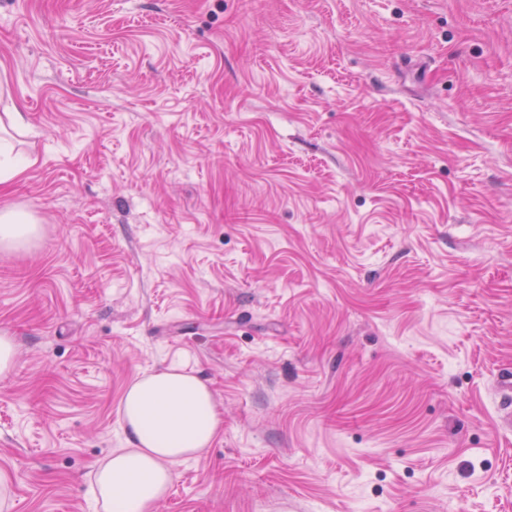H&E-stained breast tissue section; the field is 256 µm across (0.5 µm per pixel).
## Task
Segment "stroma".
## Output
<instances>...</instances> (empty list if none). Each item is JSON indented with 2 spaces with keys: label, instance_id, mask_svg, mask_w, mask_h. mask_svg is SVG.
<instances>
[{
  "label": "stroma",
  "instance_id": "stroma-1",
  "mask_svg": "<svg viewBox=\"0 0 512 512\" xmlns=\"http://www.w3.org/2000/svg\"><path fill=\"white\" fill-rule=\"evenodd\" d=\"M13 110L0 512H93L169 367L156 512H512V0H0ZM35 163L36 160H32L30 157L12 159L6 155L3 160L0 159V184L23 177ZM30 218L19 211L11 208L0 209V243L9 241L13 236L16 226H25L28 232H35L36 227ZM121 416L128 448L115 450L96 475L105 512H153L174 480V466L208 448L224 428L208 382L167 368L127 389Z\"/></svg>",
  "mask_w": 512,
  "mask_h": 512
}]
</instances>
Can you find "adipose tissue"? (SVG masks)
I'll use <instances>...</instances> for the list:
<instances>
[{
    "label": "adipose tissue",
    "instance_id": "ef3b65f1",
    "mask_svg": "<svg viewBox=\"0 0 512 512\" xmlns=\"http://www.w3.org/2000/svg\"><path fill=\"white\" fill-rule=\"evenodd\" d=\"M121 416L126 448L113 451L96 475L104 512H153L174 480V467L209 447L224 427L208 382L167 368L127 389Z\"/></svg>",
    "mask_w": 512,
    "mask_h": 512
}]
</instances>
